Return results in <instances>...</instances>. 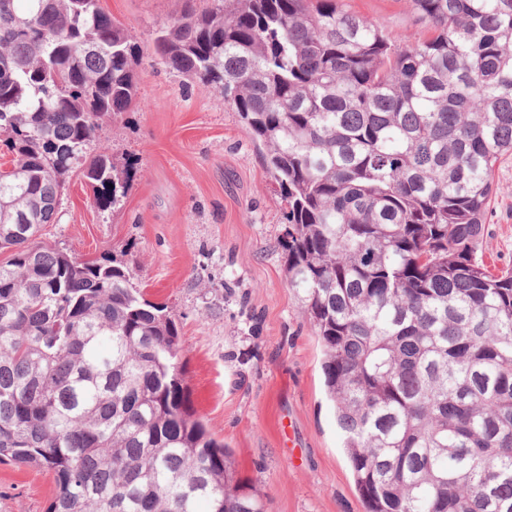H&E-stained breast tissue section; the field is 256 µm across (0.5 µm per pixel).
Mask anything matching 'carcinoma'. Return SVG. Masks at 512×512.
I'll list each match as a JSON object with an SVG mask.
<instances>
[{
    "mask_svg": "<svg viewBox=\"0 0 512 512\" xmlns=\"http://www.w3.org/2000/svg\"><path fill=\"white\" fill-rule=\"evenodd\" d=\"M411 2L431 35L400 47L340 0H185L153 53L265 149L366 512H512V269L476 257L512 156V0ZM140 64L99 0H0V463L52 475L47 512H267L192 405L172 311L38 241L74 166L99 207L126 195L87 147Z\"/></svg>",
    "mask_w": 512,
    "mask_h": 512,
    "instance_id": "carcinoma-1",
    "label": "carcinoma"
}]
</instances>
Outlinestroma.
<instances>
[{"instance_id": "35a3bbf8", "label": "stroma", "mask_w": 512, "mask_h": 512, "mask_svg": "<svg viewBox=\"0 0 512 512\" xmlns=\"http://www.w3.org/2000/svg\"><path fill=\"white\" fill-rule=\"evenodd\" d=\"M142 50L138 94L90 152L131 165L116 206L93 202L74 169L43 240L78 258L113 255L180 329L194 408L233 454L268 512H366L326 400L322 346L288 286L284 207L261 150L223 99L170 72L153 55L155 31L182 0H100ZM405 45L428 37L410 0H341ZM494 194L477 255L512 267V156ZM46 472L0 463V512H47Z\"/></svg>"}]
</instances>
